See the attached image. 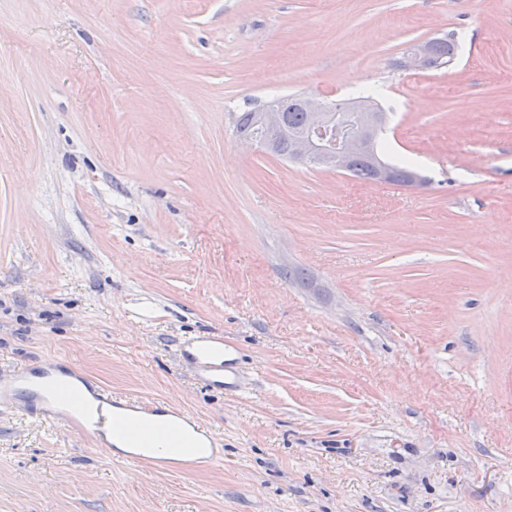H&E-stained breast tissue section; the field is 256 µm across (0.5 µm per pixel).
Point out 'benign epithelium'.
Instances as JSON below:
<instances>
[{
	"mask_svg": "<svg viewBox=\"0 0 512 512\" xmlns=\"http://www.w3.org/2000/svg\"><path fill=\"white\" fill-rule=\"evenodd\" d=\"M403 67L430 70L437 67L427 54L425 43L406 48ZM307 112L308 127L293 137L289 158L313 164L327 170L347 171L357 153L372 152L374 140L380 130L378 113L333 106L317 98L302 97ZM257 119L265 127L277 130L282 126L281 112L269 102L257 111Z\"/></svg>",
	"mask_w": 512,
	"mask_h": 512,
	"instance_id": "obj_1",
	"label": "benign epithelium"
}]
</instances>
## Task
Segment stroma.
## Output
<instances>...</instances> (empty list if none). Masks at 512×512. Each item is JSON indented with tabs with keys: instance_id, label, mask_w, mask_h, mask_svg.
Wrapping results in <instances>:
<instances>
[{
	"instance_id": "stroma-1",
	"label": "stroma",
	"mask_w": 512,
	"mask_h": 512,
	"mask_svg": "<svg viewBox=\"0 0 512 512\" xmlns=\"http://www.w3.org/2000/svg\"><path fill=\"white\" fill-rule=\"evenodd\" d=\"M446 35L454 66L396 67ZM375 84L423 187L230 119ZM46 364L220 461L129 467L20 390L0 512H512V0H0V378ZM163 412L154 414L151 421V427L158 431V436L152 445L154 450L147 452L144 448H139L141 452L150 454L160 450L153 456L157 459H165L172 457L173 454L183 460H194L201 457H208L213 454L215 457L220 454L217 441L212 433L204 428H201L198 423L191 419H182L174 417L170 410L163 409ZM176 429L180 440L183 442L185 448H195V451L181 450V448H171L166 432ZM198 450V451H197Z\"/></svg>"
}]
</instances>
